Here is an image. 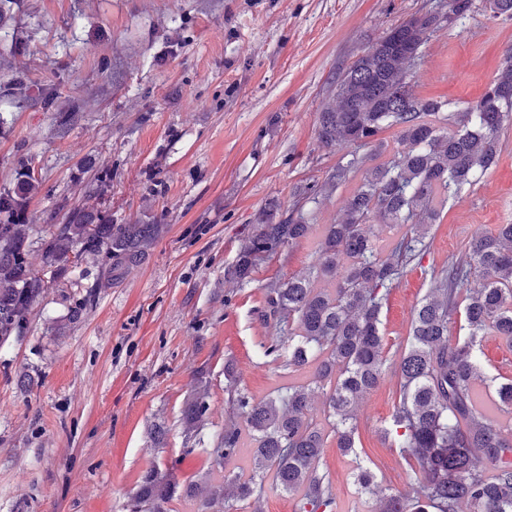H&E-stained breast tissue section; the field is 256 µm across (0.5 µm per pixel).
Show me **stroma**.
Returning <instances> with one entry per match:
<instances>
[{"mask_svg":"<svg viewBox=\"0 0 512 512\" xmlns=\"http://www.w3.org/2000/svg\"><path fill=\"white\" fill-rule=\"evenodd\" d=\"M432 0H0V191L24 167L39 193L28 223H61L63 207L104 177L99 210L117 224L163 231L118 284L98 289L81 317L91 259L50 283L27 335L0 348V512H126L142 474L185 454L183 398L195 373L210 385L204 431L224 429V362L260 399L288 379L259 351L263 289L307 274L316 237L225 280L248 221L275 201L289 211L305 187L310 223L339 220L358 187L323 185L343 157L318 137L339 74L386 30ZM512 46V20L475 13L440 28L412 70L411 92L447 101L456 121L495 79ZM496 165L448 200L421 263L393 286L382 313L388 357L406 344L411 313L432 271L468 255L476 234L512 224V123ZM81 287H74V280ZM398 401L387 375L356 407L357 446L387 494L410 492L412 472L388 428ZM162 426L154 442L150 432ZM322 462L335 512H375L358 494L349 458L328 440Z\"/></svg>","mask_w":512,"mask_h":512,"instance_id":"stroma-1","label":"stroma"}]
</instances>
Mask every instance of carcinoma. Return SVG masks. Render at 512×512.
Listing matches in <instances>:
<instances>
[{"mask_svg": "<svg viewBox=\"0 0 512 512\" xmlns=\"http://www.w3.org/2000/svg\"><path fill=\"white\" fill-rule=\"evenodd\" d=\"M448 11L421 10L390 27L336 80V105L319 113V138L328 147L350 149L336 165L327 187L363 170L342 220L322 230L316 262L308 275L272 283L264 289L263 325L275 336L259 343L263 357L284 360L288 372L313 368L307 384H290L256 400L238 389L233 363H224L226 391L233 418L205 449L210 467L223 470L252 441L249 474L229 471L219 487L211 476L180 481L173 465H155L141 477L128 512H170L176 494L196 503V512H238L260 501L266 481L296 496L295 512H334L336 490L328 470L320 468L327 433L339 452L357 455L358 400L385 380L390 369L382 333V309L395 281L408 266L421 262L426 239L439 219L434 200L458 193L488 170L500 151V130L512 120V49L494 83L480 99L458 113V128L438 126L448 103L419 98L409 91L413 60L439 28L477 9L475 0H448ZM491 21L512 20V0H485ZM399 129L398 144L385 162L366 165L373 155L363 147H383L377 139ZM40 189L30 173L0 193V347L19 341L29 330L34 306L48 281L79 269L91 255L106 262L86 289L91 300L104 281L123 278L151 249L161 224H115L96 207L69 208L62 223L51 224L39 250H32L35 225L27 223L28 202ZM321 193L303 191L296 213L276 205L259 210L233 265L230 280L242 286L264 259L306 238L314 228L302 202ZM400 224L407 231L389 252H378L367 224ZM326 280L329 288L316 283ZM462 334L451 337L450 325ZM487 336L512 342V224L474 237L469 256L434 274L415 307L407 344L394 370L398 402L392 422L399 454L413 472V495L379 500L378 512H512V438L477 412L472 387L482 376L480 346ZM328 389L325 424L314 419L310 395ZM211 414L208 383L195 378L184 401L185 442L197 436ZM490 467L479 469L478 461ZM355 485L374 493L375 476L356 463Z\"/></svg>", "mask_w": 512, "mask_h": 512, "instance_id": "cac0c4a2", "label": "carcinoma"}]
</instances>
